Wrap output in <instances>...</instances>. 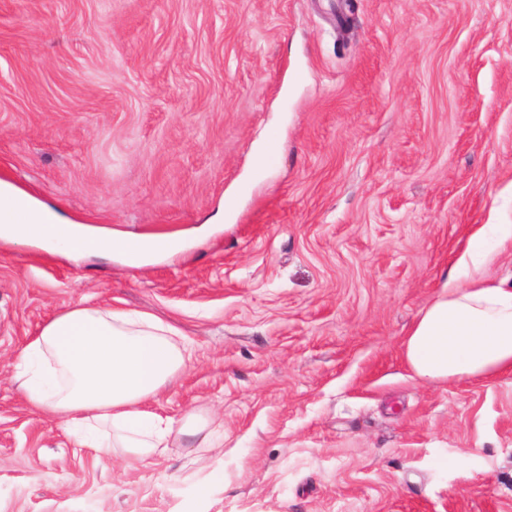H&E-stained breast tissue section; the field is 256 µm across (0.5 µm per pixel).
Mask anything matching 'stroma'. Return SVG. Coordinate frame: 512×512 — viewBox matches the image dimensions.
<instances>
[{
  "mask_svg": "<svg viewBox=\"0 0 512 512\" xmlns=\"http://www.w3.org/2000/svg\"><path fill=\"white\" fill-rule=\"evenodd\" d=\"M336 4L0 0V178L181 243L0 240V512H512V373L404 356L472 227L512 224V0ZM78 302L180 332L158 407L221 447L100 459L30 407L20 351Z\"/></svg>",
  "mask_w": 512,
  "mask_h": 512,
  "instance_id": "1",
  "label": "stroma"
}]
</instances>
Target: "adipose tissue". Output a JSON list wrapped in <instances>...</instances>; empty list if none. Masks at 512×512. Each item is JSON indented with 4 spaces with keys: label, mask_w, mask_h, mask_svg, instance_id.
Returning a JSON list of instances; mask_svg holds the SVG:
<instances>
[{
    "label": "adipose tissue",
    "mask_w": 512,
    "mask_h": 512,
    "mask_svg": "<svg viewBox=\"0 0 512 512\" xmlns=\"http://www.w3.org/2000/svg\"><path fill=\"white\" fill-rule=\"evenodd\" d=\"M0 238L60 255L121 253L139 265L150 242L59 216L0 179ZM493 252H463L446 290L420 315L405 359L423 379L469 381L512 370V274L494 279ZM178 331L143 314L78 303L47 321L20 353L15 380L29 405L56 418L79 447L140 460L167 451L173 420L155 407L186 365Z\"/></svg>",
    "instance_id": "obj_1"
}]
</instances>
